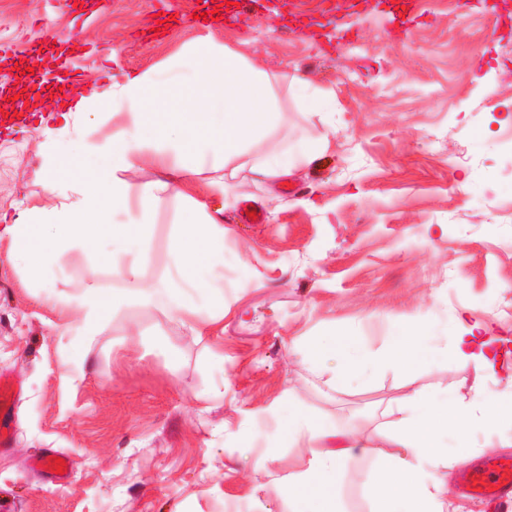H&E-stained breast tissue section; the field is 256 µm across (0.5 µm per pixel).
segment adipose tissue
Masks as SVG:
<instances>
[{
  "label": "adipose tissue",
  "instance_id": "adipose-tissue-1",
  "mask_svg": "<svg viewBox=\"0 0 512 512\" xmlns=\"http://www.w3.org/2000/svg\"><path fill=\"white\" fill-rule=\"evenodd\" d=\"M279 84L278 76L235 48L205 37L171 56L159 70L113 83L112 108L124 111L125 122L107 143L86 145L69 125L73 115L91 111L96 95L70 99L45 159L48 190L66 185L71 191L68 202L32 210L26 223L8 224L0 231L45 278L61 267L72 241H109L111 253L96 255L95 261L125 266L127 288L106 293L90 281L79 294L61 299L77 311L87 333L96 332L128 304L161 308L193 328L220 322L224 289L211 273L224 263V224L205 202L187 198L168 240V287H145L136 256L151 244L157 193L182 190L204 165L218 170L233 164L275 181L330 149L326 136L285 149L274 143L283 112ZM145 165L158 170L159 179L132 188L126 173ZM116 210L128 214V222L110 223L109 214ZM481 330L478 323L452 326L444 318L421 328L404 324L384 349L357 362L345 357L353 334L321 336L310 342L307 358L318 373L327 374L326 384L334 390L368 385L389 370L409 378L417 364L447 354L489 374L498 365L496 340ZM387 414L378 436L355 435L349 446L373 453L380 463L365 487L373 512H441L448 467L476 432L512 420V395L480 394L467 401L451 387L436 384L405 393L389 405ZM284 416L289 434L304 440L311 452L307 475L283 489L288 512H342L336 487L349 448L325 449L330 429L299 408L285 409Z\"/></svg>",
  "mask_w": 512,
  "mask_h": 512
}]
</instances>
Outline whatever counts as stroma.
<instances>
[{"label": "stroma", "instance_id": "obj_1", "mask_svg": "<svg viewBox=\"0 0 512 512\" xmlns=\"http://www.w3.org/2000/svg\"><path fill=\"white\" fill-rule=\"evenodd\" d=\"M179 20L151 33L159 0H92L76 20L66 0H0V70L32 56L42 77L58 76L49 34L73 33L66 62L74 87L103 108L74 115L85 142L111 139L112 81L146 72L202 37L240 50L278 76H302L336 94V113L299 111L286 101L278 142L331 133L332 146L287 181L187 188L224 211L223 321L195 334L178 316L129 304L94 336L77 313L46 293H77L88 278L104 292L126 286L122 269L90 273V253L69 248L50 284L33 276L9 236L0 237V374L20 387L10 448L0 451V489L9 512H284L282 486L303 474L310 452L288 436L281 404L294 401L336 431L371 435L386 404L403 395L389 372L369 388L337 392L305 362L312 337L361 329L359 351L382 349L395 325L438 317L480 322L512 352V0H421L409 37L392 32L385 8L360 4L345 16L358 32L323 50L284 31L283 14L321 16V0L261 5L236 25L203 26L200 0H177ZM55 102L35 107L28 126L0 125V225L53 207L64 193L45 187L47 126ZM183 206L158 194L142 273L165 280L167 241ZM262 220L246 224L244 209ZM453 387L459 396L512 392V366L480 375L455 359L422 364L415 387ZM52 452L70 462L66 484L32 464Z\"/></svg>", "mask_w": 512, "mask_h": 512}]
</instances>
